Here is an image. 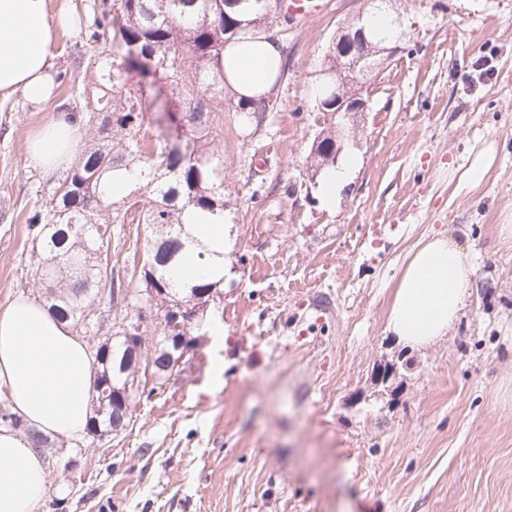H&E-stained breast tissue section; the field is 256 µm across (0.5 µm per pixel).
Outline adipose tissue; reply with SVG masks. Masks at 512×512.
<instances>
[{
    "label": "adipose tissue",
    "mask_w": 512,
    "mask_h": 512,
    "mask_svg": "<svg viewBox=\"0 0 512 512\" xmlns=\"http://www.w3.org/2000/svg\"><path fill=\"white\" fill-rule=\"evenodd\" d=\"M72 15L51 11L49 0H0V96L21 93L34 104L52 96L51 69L60 30ZM283 56L280 45L247 31L224 48L226 86L251 104L273 86ZM75 126L65 116L45 124L30 160L50 167L73 159ZM475 274L468 250L446 235L421 242L405 264L394 293L387 329L419 347L447 333ZM94 362L67 322L28 297L0 308V395L41 434L68 439L84 433L92 415ZM48 472L31 439L0 426V512H38Z\"/></svg>",
    "instance_id": "obj_1"
}]
</instances>
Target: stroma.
<instances>
[{
    "label": "stroma",
    "mask_w": 512,
    "mask_h": 512,
    "mask_svg": "<svg viewBox=\"0 0 512 512\" xmlns=\"http://www.w3.org/2000/svg\"><path fill=\"white\" fill-rule=\"evenodd\" d=\"M94 3L113 0H50L74 18L52 102L0 99V306L36 293L20 265L25 218L66 169L32 164L28 147L84 73ZM363 6L274 18L287 68L273 111L253 134L215 114L221 335L135 399L123 433L51 441L40 512H512V235L500 231L512 224V0H403L404 48L345 143L354 168L329 210L303 182L317 74ZM436 233L470 251L476 277L448 334L411 348L388 331L389 308Z\"/></svg>",
    "instance_id": "obj_1"
}]
</instances>
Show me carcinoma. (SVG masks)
<instances>
[{
	"label": "carcinoma",
	"mask_w": 512,
	"mask_h": 512,
	"mask_svg": "<svg viewBox=\"0 0 512 512\" xmlns=\"http://www.w3.org/2000/svg\"><path fill=\"white\" fill-rule=\"evenodd\" d=\"M117 2L94 16L86 32L96 47L86 66L96 78L95 89L88 84L81 91L72 89L68 107L92 132V143L57 180L45 203L34 202L26 218L31 244L27 276L40 289L39 301L85 339L106 336L114 326L110 321L84 324L86 311L119 310L132 321L144 308L154 312L153 351L159 363L152 377L159 382L176 371L162 361L168 349L165 327L177 321L182 335H193L205 316L187 322L182 307L206 303L204 296L220 295L224 284L220 272L213 280L177 281L172 276L196 242L192 229L224 223V163L212 105L213 98L224 97L219 61L225 44L240 31L267 30L271 14L267 0ZM373 34L386 45L398 40L394 24L375 26ZM107 44L123 51L121 62L98 50ZM148 76L174 99L170 121L181 112L188 115L181 137L191 152L147 134L151 120L133 81ZM229 101L250 126L273 106L269 95L254 103L251 112L243 102ZM135 169L144 172L143 179L130 184L124 197L112 198L110 185ZM126 224L154 229L138 267L112 259V230ZM114 417L127 427L131 409L108 401L101 430L112 429Z\"/></svg>",
	"instance_id": "1"
}]
</instances>
